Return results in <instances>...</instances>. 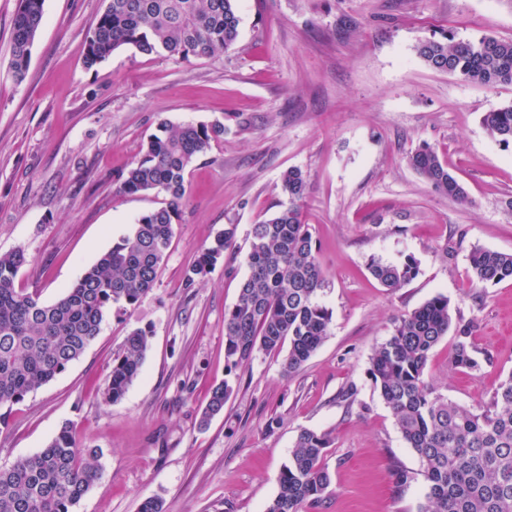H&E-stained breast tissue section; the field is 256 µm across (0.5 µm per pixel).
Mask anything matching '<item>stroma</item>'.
Segmentation results:
<instances>
[{
	"mask_svg": "<svg viewBox=\"0 0 512 512\" xmlns=\"http://www.w3.org/2000/svg\"><path fill=\"white\" fill-rule=\"evenodd\" d=\"M19 0H0V253L23 247L20 287L54 302L127 235L160 195L116 194L159 123L221 121L224 134L188 171V202L155 288L114 306L96 340L63 373L14 405L0 430V467L41 451L64 423L101 449L103 477L74 512H266L301 429L330 433L332 474L316 512H418L419 459L406 447L366 374L397 316L447 296L471 322L481 371L455 368L451 339L433 351L438 391L468 408L489 403L512 374V281L472 287L473 247L512 253V145L493 140L484 113L512 102L427 67L423 40L492 34L512 40V0H239L230 50L181 62L121 48L86 68L85 33L104 0H45L27 77L10 70ZM430 145L468 202L436 193L408 163ZM307 176L304 218L319 245L332 313L315 355L283 375L260 353L206 429L199 412L223 382L224 311L247 273L252 224L284 204V171ZM238 250L195 287L197 251L225 225ZM414 259L417 277L391 291L371 259ZM152 331L140 376L118 402L105 396L125 337ZM356 386L354 403L340 393ZM415 479L397 487L393 473Z\"/></svg>",
	"mask_w": 512,
	"mask_h": 512,
	"instance_id": "1",
	"label": "stroma"
}]
</instances>
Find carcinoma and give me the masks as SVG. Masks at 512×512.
I'll return each mask as SVG.
<instances>
[{
    "instance_id": "cac0c4a2",
    "label": "carcinoma",
    "mask_w": 512,
    "mask_h": 512,
    "mask_svg": "<svg viewBox=\"0 0 512 512\" xmlns=\"http://www.w3.org/2000/svg\"><path fill=\"white\" fill-rule=\"evenodd\" d=\"M43 18L44 0H19L10 59L18 82L26 77ZM239 24L236 0H106L105 9L89 24L84 63L91 69L124 46L185 62L212 57L236 44ZM415 52L431 69L465 81L512 85V40L490 34L476 40L428 39ZM483 124L496 142L512 145V102L486 113ZM222 135V123H160L142 157L116 179L115 192L162 193L164 202L140 215L131 232L54 302L45 304L37 294L17 287L27 263L23 248L0 254L1 427H8L14 405L83 354L114 305L135 306L153 290L187 201L185 175ZM408 163L438 193L467 200L465 188L436 149L423 145ZM308 189L303 171L288 169L280 179L288 205L251 227L248 274L236 302L224 311L229 375L258 352L279 353L286 347L282 372L289 376L328 336L331 312L320 302L328 279L302 218ZM235 237L236 226L230 224L201 248L185 271L184 287H194L233 252ZM468 262L477 286L512 280V253L475 247ZM369 271L380 285L395 291L417 276L418 266L410 257L401 264L373 260ZM470 333V324L453 322L448 298L436 295L395 318L392 334L369 358L366 373L407 447L418 456L426 488L421 512H512V375L484 409L449 400L428 376L431 353L448 336L454 343L455 366L481 370L483 358ZM151 336L148 328L126 336L122 352L112 360L108 400L120 401L137 379ZM233 391L230 379L212 388L199 426L224 412ZM331 444L326 432L299 431L267 512H303L322 504L332 482L325 463ZM99 459L98 449L82 444L73 426L63 424L40 452L0 468V512H73L103 476Z\"/></svg>"
}]
</instances>
